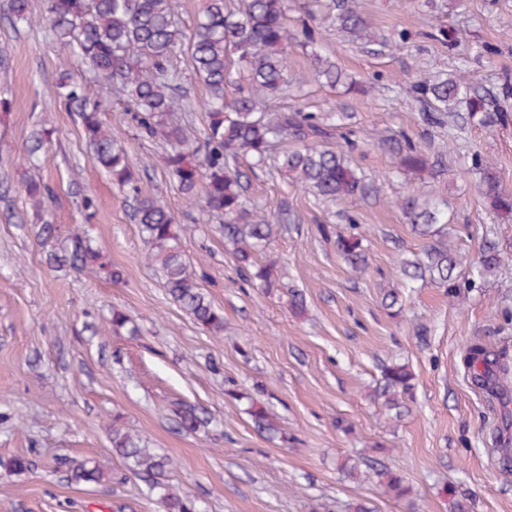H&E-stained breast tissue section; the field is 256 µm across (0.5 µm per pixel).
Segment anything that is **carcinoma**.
<instances>
[{"label": "carcinoma", "mask_w": 512, "mask_h": 512, "mask_svg": "<svg viewBox=\"0 0 512 512\" xmlns=\"http://www.w3.org/2000/svg\"><path fill=\"white\" fill-rule=\"evenodd\" d=\"M46 2L45 20L52 41L71 50L61 64L55 93L78 113L83 138L97 166L132 197L133 219L149 246L148 260L161 269L168 295L203 330L223 333L224 315L205 293L196 267L185 258L174 213L160 198L141 192L139 174L127 153L115 146L112 128L102 117L103 98L91 95L84 84L72 80L69 65L81 61L103 88L125 98L126 107L118 114V121L163 142V167L187 203L202 204L218 221L224 230V243L231 246L244 280L271 292L285 287L278 261L266 255L282 229L269 217H280L282 209L278 206L266 217L250 206L243 164L251 168L268 165L323 202L364 198L369 192L349 156L322 145L334 125L313 112L271 113L263 108L265 101L288 91L292 81L288 43H314V28L307 24L288 28V0H204L189 29L174 14L171 0ZM333 8L337 10L334 20L340 32L354 41H376L355 0H335ZM0 10L16 30L36 24L28 0H0ZM179 50L187 57L192 83L207 94L206 127L201 138L191 135L189 121L181 122L173 116L177 105L188 111L189 89L177 81L170 66ZM312 62L317 78L330 86L342 83V71L336 63L317 53ZM414 89L430 109L427 118L433 123L444 124L450 117H460L489 128L501 122L500 114L487 108L486 97L462 77H423ZM48 136L49 131L42 125L31 130L23 163L34 164ZM288 137L300 142L301 147L273 154L277 142ZM378 145L395 158L398 171L419 177L429 171L425 151L410 138H385ZM473 167L479 174L477 190L488 210L498 218H512V194L501 188L493 163L476 155ZM23 188L34 218L41 224V243L45 245L58 232V227L45 219L50 187L29 177L24 179ZM402 210L422 236H436L444 223L442 211L428 202H419L415 195L403 201ZM347 219L348 231L322 224L319 232L327 238L335 236L336 254L351 271L362 274L369 268L363 236L356 232L353 217ZM66 241L61 250L46 254L48 265H66L88 274L104 273L116 282L122 279V272L93 246L87 225L69 232ZM500 265V253L491 244L482 246L477 259L471 261L436 241L428 245L423 256L402 261V288H413L417 281L428 279L451 294L462 287L456 270L472 267L480 278L487 279L496 275ZM465 368L476 388L498 395L508 392L506 379L512 374V366L507 351L474 340L466 349ZM413 389L414 375L409 366H381L375 396L387 410L395 411V416L402 415ZM249 412L269 438L281 433L265 404L252 402ZM173 413L186 432L195 433L207 424L203 409L191 404L179 403ZM112 452L126 472L144 481L159 497L166 512H194L192 502L177 494L169 483L171 458L156 453L116 425L112 426ZM60 465L67 478L76 483H102L111 478L92 458H66ZM378 475L385 495L403 499L411 493L398 473L382 469ZM445 493L452 512H469L467 496L457 487L447 486Z\"/></svg>", "instance_id": "1"}]
</instances>
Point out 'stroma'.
<instances>
[{"mask_svg": "<svg viewBox=\"0 0 512 512\" xmlns=\"http://www.w3.org/2000/svg\"><path fill=\"white\" fill-rule=\"evenodd\" d=\"M332 0H289L288 25L308 22L315 47L290 45L296 82L267 111L346 114L353 152L374 196L323 204L264 169L250 173L255 208L284 202L288 228L268 248L284 289L267 293L244 282L224 235L200 207L188 205L162 167L164 145L113 125L141 176L144 194L162 198L181 228L182 248L214 305L224 333L200 328L167 294L132 218L131 199L87 153L77 112L53 94L66 52L46 25L13 30L0 21V459L32 462L0 468V512H163L133 476L74 483L61 458H93L121 469L112 454V423L173 461L169 482L198 512H451L444 485L469 496L471 512H512V390L493 396L466 375L467 344L482 338L512 352V220L499 219L479 195L474 154L492 160L512 192V0H359L385 45L354 42L332 19ZM456 31L455 44L439 41ZM330 58L358 82L332 88L313 76L312 56ZM463 73L507 115L493 130L427 124L412 89L417 78ZM53 134L36 178L52 190L51 220L61 230L82 223L77 193L93 195L96 244L122 269L120 282L44 261L21 181L26 138L36 124ZM408 133L437 165L424 181L398 173L391 156L364 144V134ZM419 194L448 211L450 248L476 256L485 239L502 257L498 276L449 295L427 283L404 292L402 309L382 305L399 285V259L422 253L427 237L401 209ZM354 217L366 237L370 269L356 276L319 225ZM306 297L295 314L287 288ZM122 311L137 335L116 334ZM407 364L416 389L401 418H391L373 391L380 367ZM267 405L283 436L261 434L248 414ZM205 409L210 424L188 434L173 408ZM350 430L337 428V421ZM357 478L342 475L343 460ZM402 474L410 497L382 494L377 469Z\"/></svg>", "mask_w": 512, "mask_h": 512, "instance_id": "stroma-1", "label": "stroma"}]
</instances>
